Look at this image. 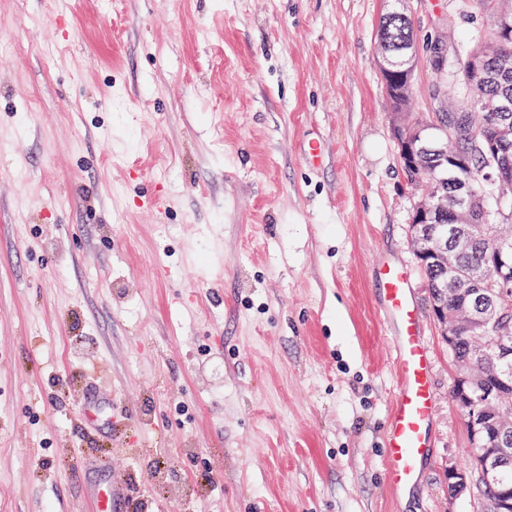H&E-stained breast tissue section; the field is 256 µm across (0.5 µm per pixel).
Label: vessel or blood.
Instances as JSON below:
<instances>
[{
  "label": "vessel or blood",
  "instance_id": "1",
  "mask_svg": "<svg viewBox=\"0 0 512 512\" xmlns=\"http://www.w3.org/2000/svg\"><path fill=\"white\" fill-rule=\"evenodd\" d=\"M374 270L379 282L378 316L386 329L397 376L385 433L384 469L387 488L398 498L418 485L431 454L435 416L432 359L406 267L382 259Z\"/></svg>",
  "mask_w": 512,
  "mask_h": 512
}]
</instances>
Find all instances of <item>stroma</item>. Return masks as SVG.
<instances>
[{"mask_svg": "<svg viewBox=\"0 0 512 512\" xmlns=\"http://www.w3.org/2000/svg\"><path fill=\"white\" fill-rule=\"evenodd\" d=\"M389 7L0 0V512H95L109 483L112 512H485L448 495L468 440L408 243ZM404 7L422 42L483 24ZM380 258L410 274L437 403L396 501Z\"/></svg>", "mask_w": 512, "mask_h": 512, "instance_id": "35a3bbf8", "label": "stroma"}]
</instances>
